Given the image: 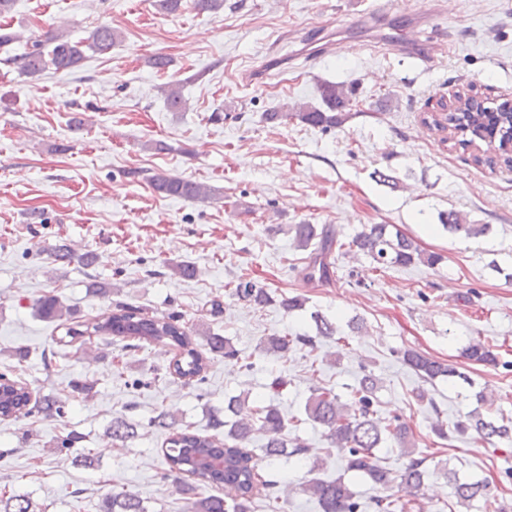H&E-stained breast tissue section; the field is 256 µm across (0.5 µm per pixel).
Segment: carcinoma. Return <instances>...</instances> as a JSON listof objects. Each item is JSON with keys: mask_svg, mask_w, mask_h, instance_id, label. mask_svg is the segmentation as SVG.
<instances>
[{"mask_svg": "<svg viewBox=\"0 0 512 512\" xmlns=\"http://www.w3.org/2000/svg\"><path fill=\"white\" fill-rule=\"evenodd\" d=\"M117 32L110 26H99L91 34L76 41L64 35L51 34L47 43L51 49L41 46L19 58L7 57L6 64H15L30 77H36L49 69L67 71L76 67L83 59L85 50L97 54L111 51ZM355 89L334 83L321 86L322 106L298 105L292 109L283 106L265 114V120L278 124L284 119H295L303 124L322 128H340L348 120ZM167 107L174 112L186 109V102L176 84L165 89ZM431 125L438 131L449 130L462 136L460 144L471 143L469 134H477L493 154L477 156L475 161L494 165L501 161L512 167V110L489 108L482 105L477 95H457L451 104H441V112L431 116ZM156 193L184 200H205L210 190L197 182L173 176H157L152 180ZM443 229L451 234H462L467 238L483 236L488 231L485 224H469L461 213L451 211L440 217ZM293 247L307 250L308 264L303 276L309 281L326 279L329 276V255L334 239L325 231H318L314 224H294ZM344 254L364 255L384 267H407L414 264L435 266L442 261L437 253H427L417 242L392 224H372L354 234L341 244ZM236 295L255 306L262 307L271 302V296L250 281L240 282L235 288ZM39 313L52 320L63 316L62 306L57 298L44 295L35 301ZM315 335L270 336L263 344L266 352L285 356L295 345L312 346L319 337L332 338L343 332L337 323L325 316H314ZM116 336L123 339L144 341L160 348L174 347L180 358L172 364L174 372L187 382L203 380L208 364L199 350V343L185 330L182 318L177 315L146 316L121 303L95 319L82 323V328L70 327L67 336L77 339L84 336ZM205 347L213 355L226 359L238 358L237 350L230 341L212 334L204 338ZM461 357L477 365H497L498 356L491 348L473 343L463 348ZM404 362L426 382L437 378L458 377L468 381L465 373L450 364L430 358L418 351L403 352ZM8 368L0 373V418H10L22 411L41 414L47 418L62 414L61 401L55 396L44 395L31 400L26 383L12 379ZM380 381L372 374L362 376L353 388V398L344 402L329 390H313L305 405L309 419L326 431L330 446L344 454L345 469L368 477L385 492L400 485L406 489L409 498L400 502L389 495L379 497L375 502L377 512H410L417 507L416 497L424 485L427 475L425 459L412 457L413 436L397 418L386 419L374 408L375 393ZM227 410L233 415L232 421L213 418L210 427L215 431L211 436L190 432V426H183L168 415L160 412L152 417L148 426L168 432L164 456L170 475L183 481L186 498L185 512H250L254 500L265 497L275 503H284L277 488V482L266 480L258 473V463L248 448L253 434L262 430L266 436L265 457L269 463L295 458L303 460L310 455V448L298 439L286 436L287 424L279 408L271 403L264 406H248V398L238 396L231 399ZM141 424L123 416L112 419L109 434L112 440L122 444L139 436ZM475 431L485 440H512V420L496 418L491 412L474 410L467 420L454 425V432ZM390 440L408 457L402 473L395 478L379 464L374 449ZM455 497L461 504L482 500L491 508L494 502L488 493L485 481H460L452 478ZM210 490L208 494L198 492V487ZM303 491L315 498L322 512H355L357 503L354 493L341 479H312L303 486ZM0 512H36L32 501L22 495L0 497ZM102 512H147L143 501L131 492L114 493L102 501Z\"/></svg>", "mask_w": 512, "mask_h": 512, "instance_id": "1", "label": "carcinoma"}]
</instances>
